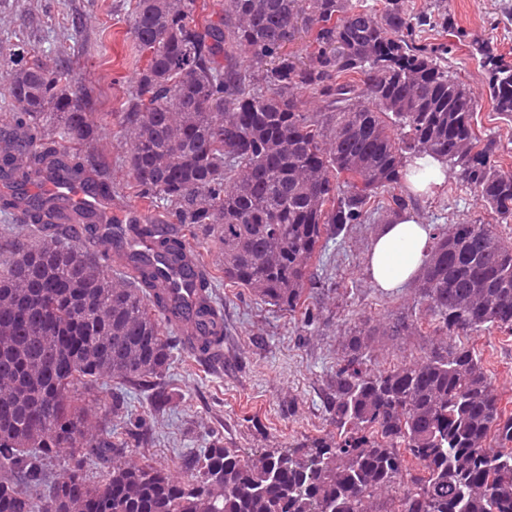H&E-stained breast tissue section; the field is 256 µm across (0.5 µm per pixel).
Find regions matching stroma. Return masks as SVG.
<instances>
[{
    "label": "stroma",
    "mask_w": 512,
    "mask_h": 512,
    "mask_svg": "<svg viewBox=\"0 0 512 512\" xmlns=\"http://www.w3.org/2000/svg\"><path fill=\"white\" fill-rule=\"evenodd\" d=\"M413 2L436 20L427 40L449 45L448 69L476 102L477 131L498 141L499 161L512 171V123L493 110L484 71L471 49L472 41H485L512 57V0ZM132 10L133 0H0V51L21 40L45 62L67 65L73 84L88 93L91 145L110 166L113 209L135 208L151 221L162 210L133 186L121 124L128 93L148 63L147 53L133 41ZM406 208L435 227L479 219L497 225L512 241V222H499L451 175L441 188L408 198ZM389 221L388 214L377 213L370 223L353 225L344 238L329 243L313 265L304 314L267 305L249 289L229 284L220 252L209 240L193 238L214 275L213 299L224 309V364L212 368L176 346L163 376L170 404L162 415L155 414L150 393L131 390L132 413L143 418L154 446L127 448V459L177 475L184 457L217 441L250 453L293 448L335 433L326 397L356 331L370 334L374 370L424 356L443 342L458 344V337L435 333L412 285L386 292L372 282L371 244ZM397 319L417 321L418 327L397 337L384 335L385 326ZM466 342L491 377L500 408L512 415V333L493 329L471 334Z\"/></svg>",
    "instance_id": "35a3bbf8"
}]
</instances>
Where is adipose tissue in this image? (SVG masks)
I'll list each match as a JSON object with an SVG mask.
<instances>
[{"mask_svg":"<svg viewBox=\"0 0 512 512\" xmlns=\"http://www.w3.org/2000/svg\"><path fill=\"white\" fill-rule=\"evenodd\" d=\"M433 228L408 211L394 215L376 237L369 257V274L385 291L401 287L419 271Z\"/></svg>","mask_w":512,"mask_h":512,"instance_id":"adipose-tissue-1","label":"adipose tissue"}]
</instances>
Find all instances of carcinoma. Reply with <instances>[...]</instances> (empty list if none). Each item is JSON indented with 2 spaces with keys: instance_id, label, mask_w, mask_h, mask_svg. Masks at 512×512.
<instances>
[{
  "instance_id": "cac0c4a2",
  "label": "carcinoma",
  "mask_w": 512,
  "mask_h": 512,
  "mask_svg": "<svg viewBox=\"0 0 512 512\" xmlns=\"http://www.w3.org/2000/svg\"><path fill=\"white\" fill-rule=\"evenodd\" d=\"M198 0H134L132 35L149 54L122 123L140 195L166 207L141 224L153 254L119 261L69 243L95 225L79 212L33 203L0 260V512H512V416L466 344L367 367L353 339L327 405L336 435L302 454L242 457L212 444L182 462L184 476L119 460L150 448L141 422L98 417L99 380L116 379L111 414L128 416V387L153 393L171 358L165 312L176 316L155 263L183 259L173 225L219 247L224 278L290 312L305 302L311 266L326 243L381 210L406 206L407 166L432 155L482 206L512 219V173L498 144L476 131L473 98L448 71L447 47L418 45L431 26L406 0L382 11L351 0H224V17L201 24ZM317 49L301 65L282 55L298 25ZM274 66L258 76L237 65L241 48ZM496 112L512 120V59L472 42ZM4 78L11 111L0 113V175L23 188L57 174L112 198L109 165L82 147L91 137L85 102L67 68L22 45ZM267 90L259 88V81ZM320 97L328 122L299 109ZM195 287L212 296L202 256ZM112 268L123 285L112 282ZM417 304L442 336L512 332V243L477 219L438 228L416 284ZM213 315L205 347L224 344ZM423 465L410 473L405 455ZM67 467L52 478L53 459ZM107 469L100 483L88 462Z\"/></svg>"
}]
</instances>
